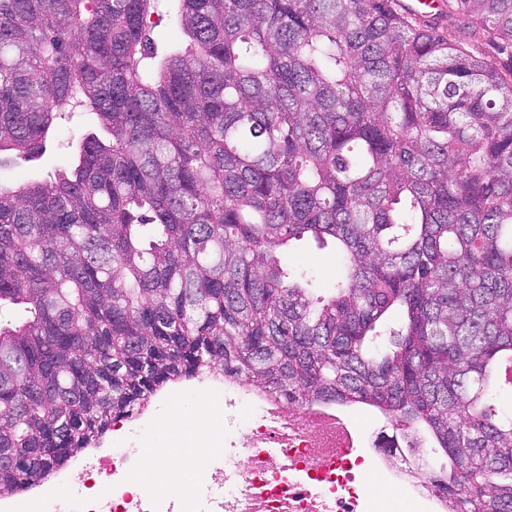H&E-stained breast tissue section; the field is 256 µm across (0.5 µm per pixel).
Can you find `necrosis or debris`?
<instances>
[{"instance_id":"obj_1","label":"necrosis or debris","mask_w":512,"mask_h":512,"mask_svg":"<svg viewBox=\"0 0 512 512\" xmlns=\"http://www.w3.org/2000/svg\"><path fill=\"white\" fill-rule=\"evenodd\" d=\"M197 395L216 421L196 453L177 459L183 478L162 489L160 454L96 443L57 471L50 488L0 499V512H448L423 452L384 425L358 428L333 403L288 405L244 382L199 373L163 394Z\"/></svg>"}]
</instances>
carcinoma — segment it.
I'll list each match as a JSON object with an SVG mask.
<instances>
[{
	"label": "carcinoma",
	"instance_id": "cac0c4a2",
	"mask_svg": "<svg viewBox=\"0 0 512 512\" xmlns=\"http://www.w3.org/2000/svg\"><path fill=\"white\" fill-rule=\"evenodd\" d=\"M0 0V155L97 117L70 170L0 187V498L201 371L377 410L512 512V0ZM335 242V292L281 258ZM154 22L152 38L155 41L157 51L162 52L166 46L173 43L178 37V30L171 16L164 11L152 17Z\"/></svg>",
	"mask_w": 512,
	"mask_h": 512
}]
</instances>
